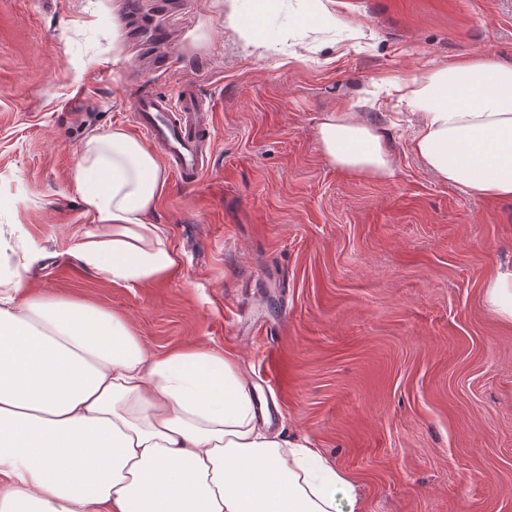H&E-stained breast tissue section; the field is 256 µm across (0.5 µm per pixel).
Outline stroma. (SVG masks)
Instances as JSON below:
<instances>
[{
    "instance_id": "obj_1",
    "label": "stroma",
    "mask_w": 512,
    "mask_h": 512,
    "mask_svg": "<svg viewBox=\"0 0 512 512\" xmlns=\"http://www.w3.org/2000/svg\"><path fill=\"white\" fill-rule=\"evenodd\" d=\"M0 0V225L48 254L33 287L122 316L153 352L230 351L304 435L351 474L365 512H512V327L482 305L512 265V200L441 182L411 152L387 85L434 64L512 62V0H335L300 37L306 0H277L244 49L224 0ZM163 18L179 55L155 57ZM195 85L213 107L202 179L167 175L150 215L180 255L127 288L69 253L87 222L72 171L86 138L134 131L132 89ZM365 113L392 177L322 156V113ZM310 13L311 16L316 20V22L303 29L304 34L307 32H313L320 25H327L331 27H336V13H334L329 5L334 2V0H310Z\"/></svg>"
}]
</instances>
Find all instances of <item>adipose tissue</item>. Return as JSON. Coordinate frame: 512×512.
I'll use <instances>...</instances> for the list:
<instances>
[{
    "mask_svg": "<svg viewBox=\"0 0 512 512\" xmlns=\"http://www.w3.org/2000/svg\"><path fill=\"white\" fill-rule=\"evenodd\" d=\"M418 116L412 153L442 182L512 199V63L473 56L395 85ZM337 169L394 173L386 137L360 113L322 116ZM73 178L93 226L72 255L133 287L179 262L150 212L166 177L124 128L91 135ZM46 257L0 227V512H364L353 478L304 436H286L238 357L188 345L150 351L119 315L28 285ZM482 304L512 325V266Z\"/></svg>",
    "mask_w": 512,
    "mask_h": 512,
    "instance_id": "adipose-tissue-1",
    "label": "adipose tissue"
}]
</instances>
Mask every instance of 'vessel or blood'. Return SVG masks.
I'll return each instance as SVG.
<instances>
[{"label":"vessel or blood","instance_id":"b4317fda","mask_svg":"<svg viewBox=\"0 0 512 512\" xmlns=\"http://www.w3.org/2000/svg\"><path fill=\"white\" fill-rule=\"evenodd\" d=\"M131 110L141 133L164 153L173 174L183 183L200 181L213 149L212 113L192 86L177 97L141 90L132 96Z\"/></svg>","mask_w":512,"mask_h":512}]
</instances>
